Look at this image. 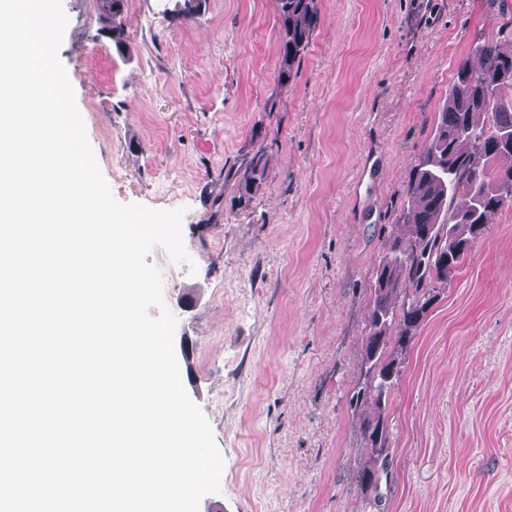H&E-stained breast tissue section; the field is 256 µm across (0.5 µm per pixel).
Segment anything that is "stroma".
<instances>
[{
  "mask_svg": "<svg viewBox=\"0 0 512 512\" xmlns=\"http://www.w3.org/2000/svg\"><path fill=\"white\" fill-rule=\"evenodd\" d=\"M62 0L59 57L115 200L183 209L161 273L180 378L223 458L199 512H512V205L489 219L386 410L381 510L353 408L373 272L458 61L512 0H318L288 86L278 0ZM250 186L241 201L242 186Z\"/></svg>",
  "mask_w": 512,
  "mask_h": 512,
  "instance_id": "obj_1",
  "label": "stroma"
}]
</instances>
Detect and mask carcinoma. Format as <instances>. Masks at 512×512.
Masks as SVG:
<instances>
[{"instance_id":"cac0c4a2","label":"carcinoma","mask_w":512,"mask_h":512,"mask_svg":"<svg viewBox=\"0 0 512 512\" xmlns=\"http://www.w3.org/2000/svg\"><path fill=\"white\" fill-rule=\"evenodd\" d=\"M279 21L284 34L279 80L286 87L320 24L316 0H279ZM473 52L480 66L466 59L457 63L447 105L407 183L409 244L394 240L375 271L363 380L352 397L356 408L380 409L389 399L400 376L395 353L408 346L423 323L433 282L448 279L491 214L512 203V194L505 192L512 186V165H496L512 158V45L489 39ZM404 283L411 292L397 303L393 295ZM364 434L376 459L386 457L390 432L384 413L366 423Z\"/></svg>"}]
</instances>
